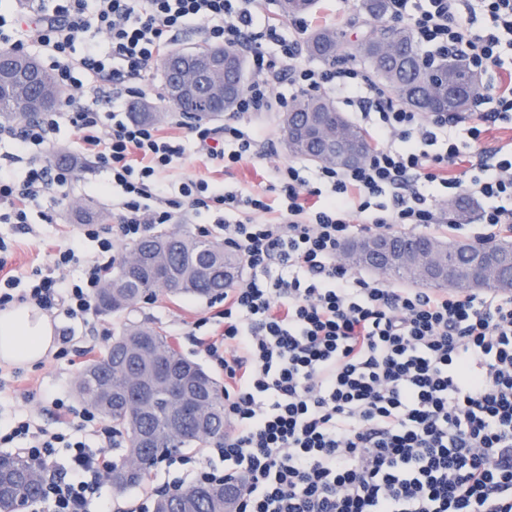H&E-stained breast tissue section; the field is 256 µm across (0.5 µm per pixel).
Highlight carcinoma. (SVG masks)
Returning <instances> with one entry per match:
<instances>
[{
    "mask_svg": "<svg viewBox=\"0 0 512 512\" xmlns=\"http://www.w3.org/2000/svg\"><path fill=\"white\" fill-rule=\"evenodd\" d=\"M314 0H279V12L285 18L308 13ZM390 0H356L355 12L364 23L356 43L344 40L332 26L310 32L305 41L309 56L332 62L346 54L358 57L401 104L426 112L459 114L468 111L477 91L474 75L459 61L442 58L435 63L419 52L407 27L378 28L371 21L385 17ZM208 45L195 44L191 53L172 50L167 54V67L162 69L165 97L186 116L196 120H213L220 111L223 96L213 95L212 105L205 109L191 97L176 99L170 93L168 68L178 69L195 59H206ZM4 69L0 70V119L18 124L42 114L38 101L52 104L67 96V90L55 81L30 86L15 78L31 57L10 49H0ZM295 120L304 130L300 136L285 140L292 156H309L315 144L305 130L316 121L336 133L346 145L365 160L370 142L364 130L336 109L333 101L312 94L297 96L291 105ZM455 221L462 224L470 218L471 205L463 198L448 201ZM384 237L408 251L424 249L439 238L425 234L386 233ZM475 244L455 241L448 244V269L454 272V289L470 290L469 254ZM148 254L150 263L141 268L130 267L121 260L103 281L96 296V310L104 316L131 311L146 296L164 292L170 296L210 297L224 293V288L243 273L239 254L224 248V243L187 230H159L133 245ZM164 370L170 381L190 383L191 392L184 395L189 417L180 421V432L172 430L175 418L167 390L158 386L155 377ZM78 399L112 423V430L125 443V457L154 460L162 451L182 448H206L224 439V392L217 381L200 365L185 358L160 329L135 322L123 324L112 337V344L97 359L89 362L75 382ZM5 459L23 473V479L9 485L0 497V508L11 510L20 497H30L42 489L44 469L18 455ZM150 467L132 468L124 464L112 469V487L125 490L140 486L148 478ZM238 488L222 484L195 485L166 493L154 501L153 512H225L234 507Z\"/></svg>",
    "mask_w": 512,
    "mask_h": 512,
    "instance_id": "cac0c4a2",
    "label": "carcinoma"
}]
</instances>
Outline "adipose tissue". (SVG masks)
Wrapping results in <instances>:
<instances>
[{
    "label": "adipose tissue",
    "instance_id": "1",
    "mask_svg": "<svg viewBox=\"0 0 512 512\" xmlns=\"http://www.w3.org/2000/svg\"><path fill=\"white\" fill-rule=\"evenodd\" d=\"M57 344L55 324L44 311L20 304L0 312V363L32 364Z\"/></svg>",
    "mask_w": 512,
    "mask_h": 512
}]
</instances>
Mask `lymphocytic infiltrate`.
I'll use <instances>...</instances> for the list:
<instances>
[{"instance_id":"f902f5d3","label":"lymphocytic infiltrate","mask_w":512,"mask_h":512,"mask_svg":"<svg viewBox=\"0 0 512 512\" xmlns=\"http://www.w3.org/2000/svg\"><path fill=\"white\" fill-rule=\"evenodd\" d=\"M410 13L392 0V17L419 47H435L474 74L498 62V30L512 33V0H482L494 28L474 29L463 16L469 0H428ZM200 24L205 41L244 52L252 81L222 128L180 122L183 136L163 126L112 119L86 90L112 88L121 103L139 95L169 45L170 33ZM302 19L279 24L262 0H23L0 13V43L47 63L69 94L55 109L21 126H0L12 153L0 160V223L24 224L46 197L63 198L70 170L48 150L60 121L78 133L77 153L110 171L123 196L112 205L115 232L80 225L54 243L48 267L27 282L7 268L0 241V310L29 302L74 321L95 309L102 272L116 243H134L155 224L185 214H210L224 242L238 252L246 276L226 288L219 333L204 340L224 372L227 429L216 453L225 471L197 468L193 483L236 482L235 512H512V294L466 295L396 288L357 276L338 260L354 227L370 232L439 223L434 204L415 183H440L482 201L480 235L512 226V146L466 152L448 135L458 116L424 114L394 102L350 61L307 64ZM104 36L76 48L84 33ZM294 93L331 91L358 109L373 141L360 165L320 166L315 180L291 161L273 170L278 215L265 220L263 195L227 191L208 180L166 183L164 173L185 155V141L222 170L264 159L271 141L249 116L279 112ZM493 112L478 97L469 134L480 141L486 123H512V82L496 86ZM378 121H371V114ZM392 193L393 204L371 201ZM96 253L80 262L83 242ZM82 263L70 278L64 267ZM62 432L11 414L0 445L63 474L43 488L53 512H91L118 462L108 428L91 430L96 414L55 394Z\"/></svg>"}]
</instances>
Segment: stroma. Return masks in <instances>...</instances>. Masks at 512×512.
<instances>
[{
  "mask_svg": "<svg viewBox=\"0 0 512 512\" xmlns=\"http://www.w3.org/2000/svg\"><path fill=\"white\" fill-rule=\"evenodd\" d=\"M253 123L271 138L273 154L265 160L242 164L233 169L231 174L225 175L226 190H266L269 183L268 171L273 166L290 160L283 146V133L278 114L254 118ZM77 141L75 129L64 122L55 134L49 150L53 156L67 154L74 158V180L68 198L62 201L46 198L41 208L34 210L29 217L30 231H23L14 224L0 223V240L11 247L7 255L8 266L17 276H27L33 267L48 263V252L42 245L43 239H57L65 234L76 233L80 225V209L93 203L106 208L112 205L111 193L104 190L105 185L110 182L109 174L100 171L94 164L76 159ZM211 312L210 299L191 296L171 297L160 292L152 299L141 302L137 309L129 314H97L85 324L58 314L54 315L57 333L69 332L79 337L84 344L90 345V353L77 357L75 365L72 366L55 361L49 356L38 364L21 367L18 382L20 394L0 400V412H24L44 424H53L51 393L58 389L72 392L81 367L103 353L111 345L113 333L121 324L130 320L161 327L167 336H170L179 352L199 363L205 370H212V363L200 348L195 346L192 338L198 320L210 315Z\"/></svg>",
  "mask_w": 512,
  "mask_h": 512,
  "instance_id": "1",
  "label": "stroma"
}]
</instances>
